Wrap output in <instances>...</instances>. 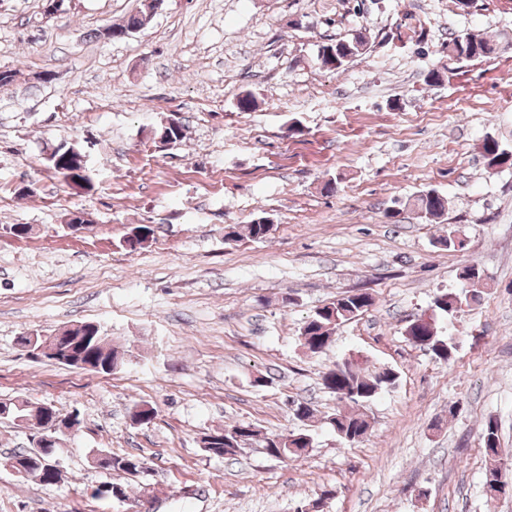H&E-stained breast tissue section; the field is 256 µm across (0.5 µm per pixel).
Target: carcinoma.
I'll return each instance as SVG.
<instances>
[{"mask_svg": "<svg viewBox=\"0 0 512 512\" xmlns=\"http://www.w3.org/2000/svg\"><path fill=\"white\" fill-rule=\"evenodd\" d=\"M155 14V7L149 0H142L140 9L130 15L125 23L112 27V37L131 34L141 28L145 21ZM364 36L357 35L347 40H336L319 46L316 54L317 64L329 71L339 72L355 57L366 50ZM499 42L480 37L470 32L453 33L445 44L448 65L443 70L430 72L428 79L440 82L443 72H451L454 66L464 62L483 61L498 54ZM482 156L488 173L503 169H512V148L490 137L483 141ZM48 171L64 185L76 190H88L92 187L90 167L84 149L74 143L62 141L54 146L45 157ZM414 206L422 217L433 220L442 217L447 208V200L434 190L423 191L414 199ZM154 240V229L148 224H137L128 228L120 241L121 247L130 251L148 247ZM471 280L472 289L443 291L435 294L432 304L441 314L457 312L464 306L478 303L481 290L480 272L474 268L465 271ZM373 298L368 293H353L336 298L317 308L301 328V345L311 354L324 352L331 344L332 336L344 324L357 319L369 310ZM407 340L415 346H421L447 363L455 356V346L439 334L436 324L417 325L409 323L404 330ZM85 361L92 365L90 372L110 374L124 365V352L112 345V341L102 336L99 327H94L92 337L85 347ZM397 380L395 371L389 368L368 370L350 361H345L325 372L323 386L336 396L346 397L350 405L347 413H334L328 417L329 424L336 436L350 445L361 442L368 433L369 423L359 411L357 402L369 401L379 391L392 386ZM249 434L257 436L259 431L246 423L218 429L204 435L203 448L217 457H232L240 449L232 447L235 436ZM312 446L310 435L294 432L266 437L263 447L267 453L280 460H290L305 454ZM483 448L486 457L484 483L507 484L512 488V478H506L497 467L500 460L498 426L493 420L484 427ZM56 448H31L16 453L0 463L22 479H34L43 485H53L61 479V471L56 460ZM108 468L128 475L147 479L151 468L147 461L135 455H112V464Z\"/></svg>", "mask_w": 512, "mask_h": 512, "instance_id": "1", "label": "carcinoma"}]
</instances>
